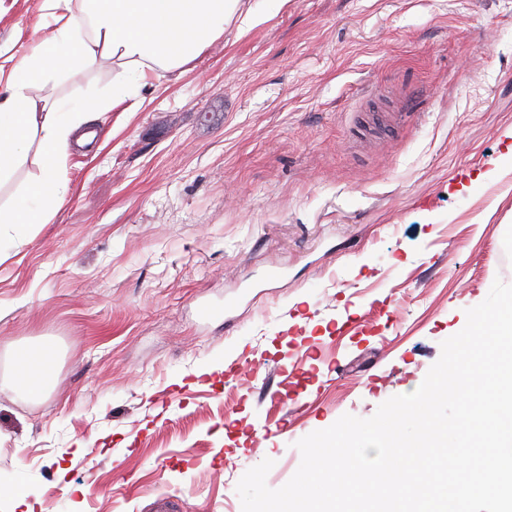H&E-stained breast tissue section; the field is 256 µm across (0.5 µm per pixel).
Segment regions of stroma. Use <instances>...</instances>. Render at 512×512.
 Instances as JSON below:
<instances>
[{
  "label": "stroma",
  "instance_id": "stroma-1",
  "mask_svg": "<svg viewBox=\"0 0 512 512\" xmlns=\"http://www.w3.org/2000/svg\"><path fill=\"white\" fill-rule=\"evenodd\" d=\"M51 20L0 0L1 86ZM139 97L0 253V512L17 486L35 512H242L247 470L285 485L300 439L415 391L512 284V0H283ZM40 347L31 399L10 361ZM50 356L44 350L21 352L14 365V386L32 398L46 396L50 384Z\"/></svg>",
  "mask_w": 512,
  "mask_h": 512
}]
</instances>
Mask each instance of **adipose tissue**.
Listing matches in <instances>:
<instances>
[{"label": "adipose tissue", "mask_w": 512, "mask_h": 512, "mask_svg": "<svg viewBox=\"0 0 512 512\" xmlns=\"http://www.w3.org/2000/svg\"><path fill=\"white\" fill-rule=\"evenodd\" d=\"M233 20L248 28L257 17L243 0H76L60 27L22 58L0 91V188L13 186L29 158H36L40 169L0 204V250L14 233L48 223L64 202L66 155L70 148L95 142L101 114L137 97L154 72L191 62ZM101 58L113 68L108 98L50 100L47 89L63 72ZM13 380L23 394L45 397L49 354L20 353Z\"/></svg>", "instance_id": "1"}]
</instances>
